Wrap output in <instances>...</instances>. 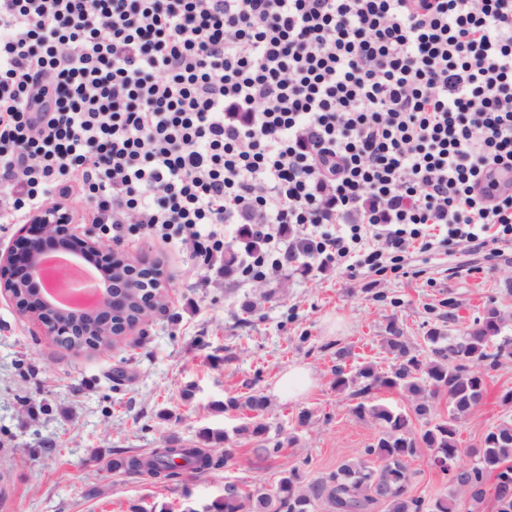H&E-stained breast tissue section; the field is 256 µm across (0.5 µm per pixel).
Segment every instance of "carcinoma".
Segmentation results:
<instances>
[{
  "mask_svg": "<svg viewBox=\"0 0 512 512\" xmlns=\"http://www.w3.org/2000/svg\"><path fill=\"white\" fill-rule=\"evenodd\" d=\"M501 331L502 319L494 308L457 336L431 329L425 341L432 359L424 361L412 352L397 324L391 322L382 345L395 363L385 371L365 365L352 373L341 364L348 352L337 350L336 389L351 390V396L357 399L353 408L356 416L368 415L379 423L381 432L377 440L363 450L357 461L343 463L336 471L306 484L296 470L270 487L247 489L229 483L224 488V498L214 504L216 512H375L381 504L387 512H461L460 503L452 496H437L426 502L409 492V464L424 448L431 451L432 459L443 464L440 471L449 481L471 491L475 500L483 497L482 487L488 476H494L497 512H512V423L490 428L476 449L462 448L457 438L458 420L483 399L485 371L499 364L500 352H492L490 347ZM381 389L405 390L418 396L420 402L414 413L424 420V425L418 428L413 423L415 417L371 404V395ZM442 395L448 397V416L431 423L427 418L433 412L435 399ZM241 409L252 413V421L237 432L255 440L262 456H277L283 442L268 436L269 426L262 418L266 409L264 397L250 395L243 401L231 398L224 404L226 411ZM210 437L224 438V455L169 445L156 448L147 456H128L125 470L146 474L160 483L184 472L208 473L228 464L234 456L229 436L205 435ZM465 454L473 456L472 462L457 466L456 462ZM175 458L182 459L184 464L172 465Z\"/></svg>",
  "mask_w": 512,
  "mask_h": 512,
  "instance_id": "carcinoma-1",
  "label": "carcinoma"
}]
</instances>
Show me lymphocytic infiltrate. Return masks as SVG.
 Masks as SVG:
<instances>
[{"label":"lymphocytic infiltrate","mask_w":512,"mask_h":512,"mask_svg":"<svg viewBox=\"0 0 512 512\" xmlns=\"http://www.w3.org/2000/svg\"><path fill=\"white\" fill-rule=\"evenodd\" d=\"M512 0H0V221L81 196L113 243L243 281L303 253L512 248Z\"/></svg>","instance_id":"1"}]
</instances>
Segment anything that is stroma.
I'll list each match as a JSON object with an SVG mask.
<instances>
[{"instance_id":"stroma-1","label":"stroma","mask_w":512,"mask_h":512,"mask_svg":"<svg viewBox=\"0 0 512 512\" xmlns=\"http://www.w3.org/2000/svg\"><path fill=\"white\" fill-rule=\"evenodd\" d=\"M122 249L162 265L169 298L112 350L64 352L0 295V512H214L230 481L269 486L293 469L307 481L327 476L379 433L353 413L350 392L334 385L338 349L348 350V369H388L382 337L392 321L427 359L429 329L458 334L492 307L512 338V253L490 259L461 244L416 250L395 273L350 272L301 256L277 279L243 283L216 267L201 271L149 238H128ZM203 275L209 284L201 288ZM293 364L307 365L316 384L297 400H278L270 390ZM509 390L512 355L489 371L482 403L460 419L462 447H479L491 426L512 422V406L501 401ZM253 394L267 401L270 437L284 443L262 463L237 432L247 412L224 410L228 398ZM206 431L230 434L228 466L165 483L113 467L172 440L223 455V442H204ZM410 470L412 495L429 501L448 493L464 512H496L492 497L473 501L428 455Z\"/></svg>"}]
</instances>
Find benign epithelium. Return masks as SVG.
<instances>
[{
    "label": "benign epithelium",
    "instance_id": "obj_1",
    "mask_svg": "<svg viewBox=\"0 0 512 512\" xmlns=\"http://www.w3.org/2000/svg\"><path fill=\"white\" fill-rule=\"evenodd\" d=\"M71 210L49 204L31 212L20 228V248L0 255V293L12 299L24 313L43 322L50 336H68L71 350H88L95 336L116 340L162 308L169 279L164 270L144 259L102 247L92 233L72 230ZM66 252L77 262H90L102 280V297L96 309L75 312L56 305L44 291L41 261L53 252ZM119 288H135L142 305L138 317L127 314L129 301Z\"/></svg>",
    "mask_w": 512,
    "mask_h": 512
}]
</instances>
